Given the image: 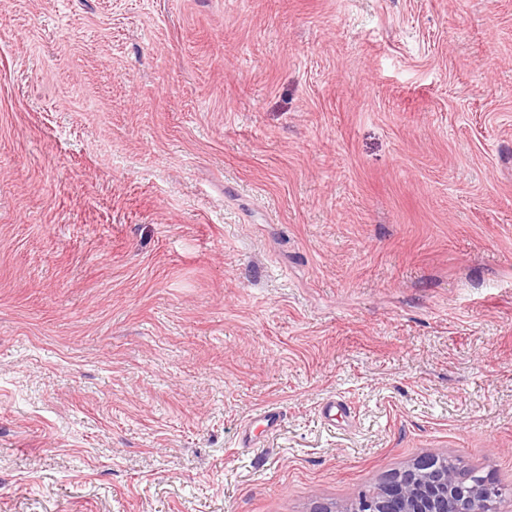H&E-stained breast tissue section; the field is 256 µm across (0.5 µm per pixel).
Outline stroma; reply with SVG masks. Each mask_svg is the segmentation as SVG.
<instances>
[{"mask_svg":"<svg viewBox=\"0 0 512 512\" xmlns=\"http://www.w3.org/2000/svg\"><path fill=\"white\" fill-rule=\"evenodd\" d=\"M424 455L512 486V0H0V512ZM279 421V411L274 408L262 409L256 416L244 423L239 446L242 448H253L252 427L256 423H262L265 432L273 433L277 430Z\"/></svg>","mask_w":512,"mask_h":512,"instance_id":"35a3bbf8","label":"stroma"}]
</instances>
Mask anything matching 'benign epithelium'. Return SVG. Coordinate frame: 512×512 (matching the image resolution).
I'll list each match as a JSON object with an SVG mask.
<instances>
[{
  "instance_id": "7a95c632",
  "label": "benign epithelium",
  "mask_w": 512,
  "mask_h": 512,
  "mask_svg": "<svg viewBox=\"0 0 512 512\" xmlns=\"http://www.w3.org/2000/svg\"><path fill=\"white\" fill-rule=\"evenodd\" d=\"M493 484H479L440 469L424 458L389 478L370 503L371 512H485L483 499Z\"/></svg>"
}]
</instances>
